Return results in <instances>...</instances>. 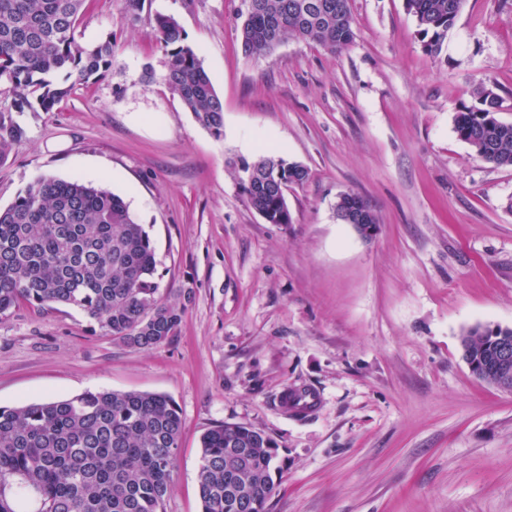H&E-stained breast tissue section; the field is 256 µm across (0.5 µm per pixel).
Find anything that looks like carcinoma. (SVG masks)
<instances>
[{
    "mask_svg": "<svg viewBox=\"0 0 512 512\" xmlns=\"http://www.w3.org/2000/svg\"><path fill=\"white\" fill-rule=\"evenodd\" d=\"M88 0H0V83L18 112H52L73 87L112 68V38L80 41ZM239 12L242 54L270 55L293 38L338 51L354 37L349 0H257ZM465 0H405L424 50L437 57ZM165 50L163 80L195 121L219 137L224 104L178 20L155 17ZM480 106L456 114L454 129L477 157L512 167V123L496 118L499 97L473 91ZM22 128L0 113V161ZM248 204L269 224H289L285 188L309 170L282 157L236 164ZM344 224H377L367 201L339 195ZM149 233L124 199L79 181L41 176L0 209V316L20 302L37 309H80L102 332L136 350L177 334L183 307L155 281ZM512 328L464 330L462 356L481 375ZM182 416L169 397L149 392L88 391L67 399L0 406V512H164L179 450ZM277 443L243 424H220L200 439L201 512H267L277 484Z\"/></svg>",
    "mask_w": 512,
    "mask_h": 512,
    "instance_id": "cac0c4a2",
    "label": "carcinoma"
}]
</instances>
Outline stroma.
Returning <instances> with one entry per match:
<instances>
[{
  "label": "stroma",
  "instance_id": "stroma-1",
  "mask_svg": "<svg viewBox=\"0 0 512 512\" xmlns=\"http://www.w3.org/2000/svg\"><path fill=\"white\" fill-rule=\"evenodd\" d=\"M241 0H89L78 32L111 37V71L53 112H0L23 129L0 163V208L48 175L101 185L144 224L161 289L183 295L176 336L148 351L91 332L86 315L17 305L0 317V406L87 390L170 397L183 429L164 512H199L200 438L259 429L282 473L268 512H512V393L478 380L460 336L512 328V167L454 131L479 85L512 122V0H465L439 56L404 0H350L338 52L288 40L238 46ZM174 16L224 101L221 136L162 80L156 15ZM156 78L145 82L146 67ZM271 151L308 168L292 221L247 203L233 162ZM371 205L372 237L336 218ZM308 390L313 410L283 407ZM335 212L345 214L344 219H338L342 223L353 224L367 235L372 236L378 223L377 217L367 201L353 192H345L339 195L335 204Z\"/></svg>",
  "mask_w": 512,
  "mask_h": 512
}]
</instances>
